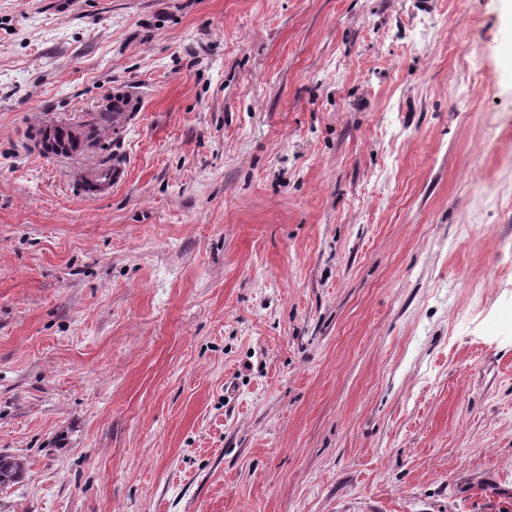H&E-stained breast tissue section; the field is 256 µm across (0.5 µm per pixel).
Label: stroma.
Segmentation results:
<instances>
[{
	"mask_svg": "<svg viewBox=\"0 0 512 512\" xmlns=\"http://www.w3.org/2000/svg\"><path fill=\"white\" fill-rule=\"evenodd\" d=\"M511 45L512 0H0V512H512ZM99 112L84 118L79 124H60L66 120L47 118L35 126L40 127V137L44 132L48 138L44 143L59 144V150L52 145L46 154L63 153L88 139H103L111 134L124 130L129 123L141 112L142 105L135 95L120 89L106 93L98 106ZM62 147V148H61ZM51 148V150H50ZM105 160V161H104ZM79 170L76 184L89 199H99L112 192V186L126 177V167L118 160L106 158Z\"/></svg>",
	"mask_w": 512,
	"mask_h": 512,
	"instance_id": "stroma-1",
	"label": "stroma"
}]
</instances>
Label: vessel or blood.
Segmentation results:
<instances>
[{
	"label": "vessel or blood",
	"instance_id": "b4317fda",
	"mask_svg": "<svg viewBox=\"0 0 512 512\" xmlns=\"http://www.w3.org/2000/svg\"><path fill=\"white\" fill-rule=\"evenodd\" d=\"M141 109L142 105L135 95L115 89L102 97L96 113L79 124H63L47 118L40 121L39 127L50 142L67 151L86 140L102 139L121 132ZM125 177L124 163L108 158L80 169L76 184L85 197L99 199L109 195L113 186L124 181Z\"/></svg>",
	"mask_w": 512,
	"mask_h": 512
}]
</instances>
